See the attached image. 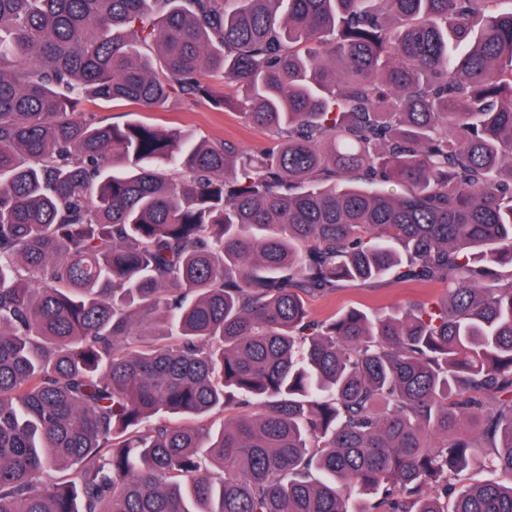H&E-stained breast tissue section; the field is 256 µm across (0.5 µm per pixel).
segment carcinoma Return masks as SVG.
Returning <instances> with one entry per match:
<instances>
[{
    "label": "carcinoma",
    "instance_id": "1",
    "mask_svg": "<svg viewBox=\"0 0 512 512\" xmlns=\"http://www.w3.org/2000/svg\"><path fill=\"white\" fill-rule=\"evenodd\" d=\"M505 264L512 0H0V512H512ZM74 117L101 124L122 125L136 120L162 129L181 128L197 139L230 141L249 153H259L270 140L266 129L249 123L239 111H218L206 99L172 100L153 111L140 110L127 102H85ZM439 291L438 287L423 288L411 283L395 282L390 277H384L365 286H345L337 289L336 293L328 297L313 299L310 302V314L316 319H325L334 313L352 307L383 313L403 306L410 300L438 294Z\"/></svg>",
    "mask_w": 512,
    "mask_h": 512
}]
</instances>
